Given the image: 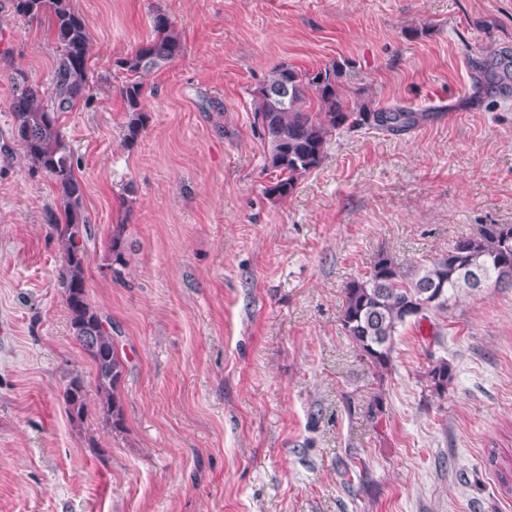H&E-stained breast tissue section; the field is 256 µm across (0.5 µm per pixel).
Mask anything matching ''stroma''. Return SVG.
<instances>
[{
  "instance_id": "stroma-1",
  "label": "stroma",
  "mask_w": 512,
  "mask_h": 512,
  "mask_svg": "<svg viewBox=\"0 0 512 512\" xmlns=\"http://www.w3.org/2000/svg\"><path fill=\"white\" fill-rule=\"evenodd\" d=\"M96 87L59 126L84 185L87 292L124 363L123 423L58 285L50 178L12 135L11 78L49 83L55 44L0 0V512H512V288L462 291L401 327L376 375L344 335V288L379 253L404 266L478 224H512V0H72ZM164 12L182 57L142 75L123 140L115 61ZM286 63L348 64L346 95L428 111L397 135L341 129L284 200L265 194L254 91ZM124 225L128 265L107 267ZM445 358L454 378L431 393ZM384 393L385 412L365 409ZM121 93L128 116L125 125V141L134 144L145 129L147 120V114L142 105V83L136 78L127 80L122 86ZM426 378L427 387L431 389V392L440 395L446 391L453 378L448 360H440L430 365L426 372ZM63 399L72 420L81 421L86 414L88 384L79 373L71 374L63 390Z\"/></svg>"
}]
</instances>
